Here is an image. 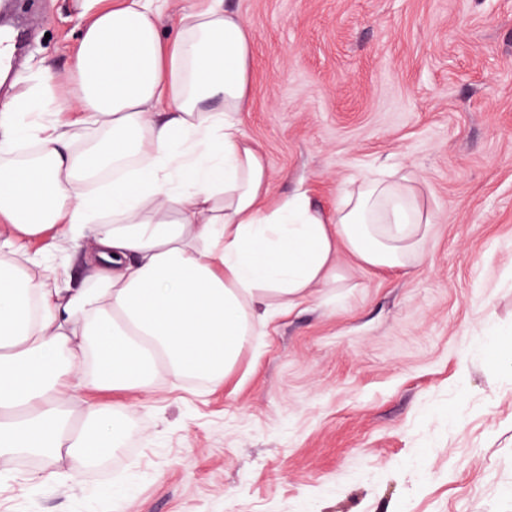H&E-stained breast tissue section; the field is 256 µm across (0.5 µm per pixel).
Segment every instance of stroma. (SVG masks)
<instances>
[{"instance_id":"35a3bbf8","label":"stroma","mask_w":512,"mask_h":512,"mask_svg":"<svg viewBox=\"0 0 512 512\" xmlns=\"http://www.w3.org/2000/svg\"><path fill=\"white\" fill-rule=\"evenodd\" d=\"M0 86L75 70L80 0H38ZM253 30L245 135L271 195L333 208L358 172L403 168L433 230L406 268L336 279L275 317L223 382L85 387L127 406L122 448L17 461L0 512H512V0H224ZM89 238L30 247L65 287ZM27 474L36 483L24 482Z\"/></svg>"}]
</instances>
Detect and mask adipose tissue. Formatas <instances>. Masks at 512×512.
I'll return each instance as SVG.
<instances>
[{"instance_id":"ef3b65f1","label":"adipose tissue","mask_w":512,"mask_h":512,"mask_svg":"<svg viewBox=\"0 0 512 512\" xmlns=\"http://www.w3.org/2000/svg\"><path fill=\"white\" fill-rule=\"evenodd\" d=\"M82 15L69 109L111 127L106 147L74 153L70 124L39 122L60 104L46 72L0 105V478L23 454L90 463L121 447L124 408L76 426L77 389L221 381L279 310L332 276L338 249L368 270L403 268L433 225L397 169L348 179L329 213L302 193L272 201L242 128L251 35L223 0L189 9L168 41L156 0H84ZM111 165L129 171L89 195ZM57 225L63 246L92 234L85 287L30 256Z\"/></svg>"}]
</instances>
